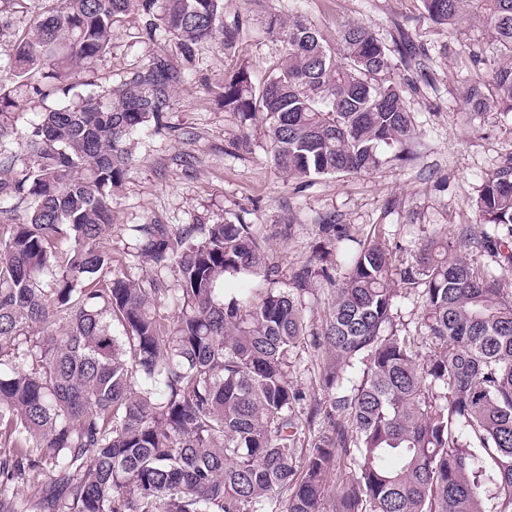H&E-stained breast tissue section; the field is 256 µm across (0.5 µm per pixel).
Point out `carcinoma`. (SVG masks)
Returning <instances> with one entry per match:
<instances>
[{
	"label": "carcinoma",
	"mask_w": 512,
	"mask_h": 512,
	"mask_svg": "<svg viewBox=\"0 0 512 512\" xmlns=\"http://www.w3.org/2000/svg\"><path fill=\"white\" fill-rule=\"evenodd\" d=\"M422 3L450 32L485 27L495 96L475 82L463 99L512 112V0ZM134 8L166 46L31 122L29 161L0 182V512H323L330 475L335 512H512V295L468 262L471 239H428L400 265L382 231L358 242L319 331L304 310L323 258L275 288L279 266L252 224H133L129 263L150 274L113 264L104 236L131 142L168 129L186 81L174 58L214 38L235 48L242 20L224 21V0H37L0 44L17 79L0 84V116L41 78L69 96V73L93 68ZM268 32L281 53L267 81L233 68L219 98L264 129L275 170L306 182L366 173L418 138L393 54L422 76L428 56L405 31L390 47L362 23L329 38L296 15L270 17ZM475 207L507 228L483 243L511 267V154ZM320 227L330 243L351 239L331 218ZM249 273L272 287L225 291ZM402 288L421 308L413 335L394 324ZM306 344L327 353L325 397L309 410L288 379Z\"/></svg>",
	"instance_id": "1"
}]
</instances>
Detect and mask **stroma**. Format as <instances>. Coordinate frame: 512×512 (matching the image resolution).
Wrapping results in <instances>:
<instances>
[{
    "label": "stroma",
    "instance_id": "1",
    "mask_svg": "<svg viewBox=\"0 0 512 512\" xmlns=\"http://www.w3.org/2000/svg\"><path fill=\"white\" fill-rule=\"evenodd\" d=\"M298 9L319 29L361 22L388 43L401 28L424 47L429 78L406 96L422 129L411 146L413 160L305 183L274 170L262 134L252 133L246 146H237L240 120L224 110L212 89L236 64L248 68L254 83H264L279 57L267 21L274 14L288 18ZM224 15L245 19L235 49L225 51L217 41L201 47L189 81L172 97L171 132L143 136L132 145L135 161L112 223L115 259L125 257L128 225L224 219L254 225L268 237L270 258L280 267L284 288L293 267L326 250L332 276L344 272V250L331 248L318 228L329 214L361 241L381 229L404 258L430 237L483 238L487 227L479 222L475 201L487 174L512 154V113L474 114L461 98L463 87L475 77L469 57L482 49L483 32L464 27L449 35L424 16L421 0H264L259 7L250 0H224ZM159 47V41L143 36L140 17L127 15L113 30L110 53L93 72L74 70L68 82L80 94L93 93L95 86L116 82L146 63ZM62 102L56 95H19L12 114L15 133L0 144V154L23 157L30 121ZM287 221L292 231L283 238L277 228Z\"/></svg>",
    "mask_w": 512,
    "mask_h": 512
}]
</instances>
